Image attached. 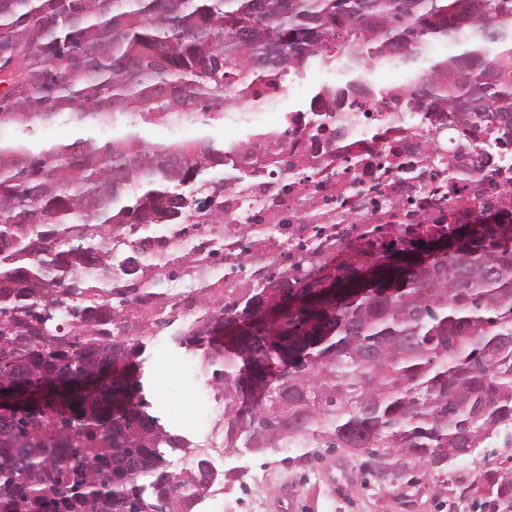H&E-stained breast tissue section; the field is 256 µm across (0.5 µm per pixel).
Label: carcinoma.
Here are the masks:
<instances>
[{
	"label": "carcinoma",
	"instance_id": "carcinoma-1",
	"mask_svg": "<svg viewBox=\"0 0 512 512\" xmlns=\"http://www.w3.org/2000/svg\"><path fill=\"white\" fill-rule=\"evenodd\" d=\"M471 49L413 66L431 40ZM349 78L312 96L405 100L512 137V0H0V386L58 379L71 399L0 414V512H193L218 479L211 461L167 431L139 379L150 318L144 266L115 273L112 238L140 224L224 222L209 174L231 144L207 134L149 139L148 127L224 120L237 86L302 73L313 60ZM412 69L381 90L377 60ZM62 121L79 136L50 143ZM123 125L125 135L104 139ZM455 233L406 232L347 263L305 253L217 296L174 339L205 349L224 393V447L265 457L335 448L373 478L444 476L512 433V213L482 209ZM378 280L360 283L363 266ZM282 306L275 321L268 309ZM108 371L92 388L81 382ZM196 458L180 473L167 455ZM512 490V468L469 482Z\"/></svg>",
	"mask_w": 512,
	"mask_h": 512
}]
</instances>
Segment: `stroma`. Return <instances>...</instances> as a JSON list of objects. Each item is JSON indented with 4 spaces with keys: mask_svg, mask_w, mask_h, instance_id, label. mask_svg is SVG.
Segmentation results:
<instances>
[{
    "mask_svg": "<svg viewBox=\"0 0 512 512\" xmlns=\"http://www.w3.org/2000/svg\"><path fill=\"white\" fill-rule=\"evenodd\" d=\"M140 362L151 414L205 450L217 470L227 469L237 451L210 445L208 430L216 421L207 415L204 398L213 388L199 352L166 338L148 345ZM298 454L290 447L264 460L249 459L250 478L228 484L222 496L207 497L204 512H439L428 482L386 485L354 457L327 452L304 462Z\"/></svg>",
    "mask_w": 512,
    "mask_h": 512,
    "instance_id": "35a3bbf8",
    "label": "stroma"
}]
</instances>
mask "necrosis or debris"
<instances>
[{"instance_id":"1","label":"necrosis or debris","mask_w":512,"mask_h":512,"mask_svg":"<svg viewBox=\"0 0 512 512\" xmlns=\"http://www.w3.org/2000/svg\"><path fill=\"white\" fill-rule=\"evenodd\" d=\"M323 70L252 84V108L227 113L233 127L270 132L252 156L235 157L244 182L224 188V229L202 224L187 232L159 224L133 239L157 261L173 252L195 260L198 274L176 278L182 324L197 318L199 281L230 285L229 267L247 255L245 274L266 270L290 247L336 240L372 250L413 230H438L479 208L512 209V148L447 113L407 112L382 103L343 104L330 133L307 112L290 109Z\"/></svg>"}]
</instances>
